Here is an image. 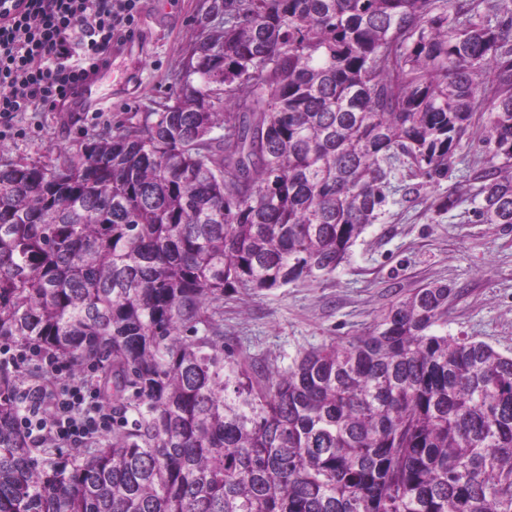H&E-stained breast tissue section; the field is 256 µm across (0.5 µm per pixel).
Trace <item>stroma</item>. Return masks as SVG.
Listing matches in <instances>:
<instances>
[{"label":"stroma","instance_id":"obj_1","mask_svg":"<svg viewBox=\"0 0 512 512\" xmlns=\"http://www.w3.org/2000/svg\"><path fill=\"white\" fill-rule=\"evenodd\" d=\"M213 0H140L129 57L112 58L108 82L125 81L102 111L48 108L19 115L0 133V162L52 160L84 146L128 113L156 107L178 87L179 73L203 28L223 25ZM482 153L463 144L440 184L392 179L384 215L367 227L333 279L253 296L227 293L224 342L266 369H287L304 350L361 333L393 302L430 282H445L448 333L470 336L512 355V225L478 224L470 197ZM455 192L459 203L436 211Z\"/></svg>","mask_w":512,"mask_h":512}]
</instances>
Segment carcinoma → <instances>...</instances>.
Here are the masks:
<instances>
[{"label": "carcinoma", "instance_id": "1", "mask_svg": "<svg viewBox=\"0 0 512 512\" xmlns=\"http://www.w3.org/2000/svg\"><path fill=\"white\" fill-rule=\"evenodd\" d=\"M486 3L224 0L170 102L0 164V341L120 403L47 448L0 362V512H512V356L448 335V284L273 374L221 319L333 278L395 171L448 178L486 95L473 217L512 224V0Z\"/></svg>", "mask_w": 512, "mask_h": 512}]
</instances>
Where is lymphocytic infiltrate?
I'll return each instance as SVG.
<instances>
[{
    "label": "lymphocytic infiltrate",
    "mask_w": 512,
    "mask_h": 512,
    "mask_svg": "<svg viewBox=\"0 0 512 512\" xmlns=\"http://www.w3.org/2000/svg\"><path fill=\"white\" fill-rule=\"evenodd\" d=\"M20 2V10L0 11V124L7 126L19 113L68 104L108 64L113 46L132 36L139 0ZM39 364L45 382L36 391L52 417L23 410L20 423L29 436L74 448L109 432L111 419L93 384L75 380L57 359Z\"/></svg>",
    "instance_id": "1"
}]
</instances>
